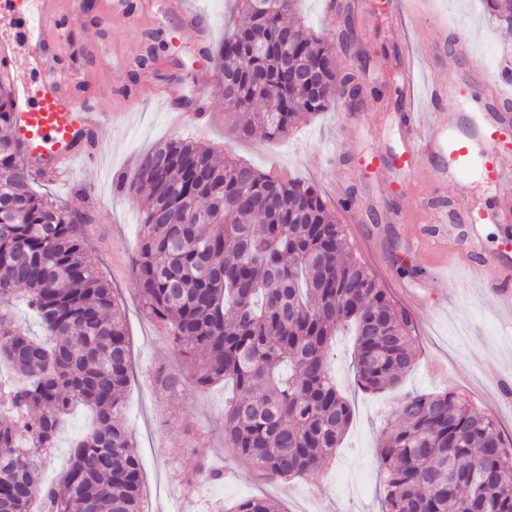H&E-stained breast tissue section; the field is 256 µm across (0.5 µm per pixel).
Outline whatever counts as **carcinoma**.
<instances>
[{"label":"carcinoma","mask_w":512,"mask_h":512,"mask_svg":"<svg viewBox=\"0 0 512 512\" xmlns=\"http://www.w3.org/2000/svg\"><path fill=\"white\" fill-rule=\"evenodd\" d=\"M247 20L224 32L216 68L224 105L246 117L236 133L281 139L339 98L358 99L369 64L349 17L318 36L296 19L297 0H240ZM512 28V0H485ZM260 48L241 36L249 27ZM358 67L341 71L338 54ZM320 80L301 82L292 72ZM10 91L0 85V512H143L141 464L121 424L130 381L122 304L89 248L76 212L38 193L11 136ZM132 276L142 312L184 358L164 390L232 384L224 443L278 482L314 475L333 457L352 410L330 370L339 329L355 338L354 377L366 393L396 385L416 363L413 325L356 256L319 190L265 175L190 138L171 137L139 157L122 187L142 190ZM23 305L44 338L9 311ZM93 412L57 481L43 479L61 418ZM375 449L384 512H512V437L453 391L413 393ZM192 478L222 481L207 457ZM225 512H282L267 497Z\"/></svg>","instance_id":"obj_1"}]
</instances>
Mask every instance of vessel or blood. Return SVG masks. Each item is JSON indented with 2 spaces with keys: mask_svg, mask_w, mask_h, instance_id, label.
<instances>
[{
  "mask_svg": "<svg viewBox=\"0 0 512 512\" xmlns=\"http://www.w3.org/2000/svg\"><path fill=\"white\" fill-rule=\"evenodd\" d=\"M13 13L25 38L29 59L39 75L34 87L19 88L13 73L14 42L0 36V83L11 89L12 129L24 163L57 183L67 182L74 163L90 164L99 153L88 138L112 117L95 101L75 104L69 86L58 76L56 66L60 47L54 33L65 27L70 14L61 0H0ZM171 11L183 14L194 29L198 49H205L210 38V20L188 11L184 0H168ZM453 57L470 60L471 43L459 34L420 43L417 50H403L399 56L404 92L399 100L403 110L402 132L407 148L391 162L393 179L386 184L395 193L405 182L427 179L445 187L463 179L471 170H479L494 185L512 181V112L506 107L502 92H495L492 106L484 108L472 123L473 136L481 140V153H473L466 140L459 138L452 122L437 117L435 110L450 107L464 110L477 96L478 88L470 79L434 85L430 92L432 111H421L416 103L417 60L429 59L443 49ZM213 81L202 76L194 111L174 109L176 122L199 125L205 115L206 100ZM512 213V195L499 198L497 206L485 212L449 206L440 215L436 234L429 242L448 238L456 248L473 258L472 267L479 273L485 293L492 295L502 308H512V265L501 256L486 255L474 237H460L461 224H496Z\"/></svg>",
  "mask_w": 512,
  "mask_h": 512,
  "instance_id": "vessel-or-blood-1",
  "label": "vessel or blood"
}]
</instances>
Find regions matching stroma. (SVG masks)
I'll return each instance as SVG.
<instances>
[{
  "instance_id": "1",
  "label": "stroma",
  "mask_w": 512,
  "mask_h": 512,
  "mask_svg": "<svg viewBox=\"0 0 512 512\" xmlns=\"http://www.w3.org/2000/svg\"><path fill=\"white\" fill-rule=\"evenodd\" d=\"M189 2L210 18L208 53H198L192 29L180 16L166 14L163 0H146L140 19L134 22L112 17L108 0H83L80 14L60 31L59 41L66 45L91 37L106 43L122 72L115 86L102 80L96 63L79 62L74 73L80 82L79 96L94 98L104 111L112 113L125 112L130 94L139 95L140 105L125 121L102 127L99 167L74 166L67 184L45 180L37 184L39 191L73 210L89 206L83 189L95 195L89 207L95 213L98 232L89 241L123 298L133 360L123 423L141 461L146 512H206L216 501L227 504L261 495L282 502L286 512H382L374 451L390 431L397 402L405 393H465L476 411L493 412L503 431L512 436V395L487 375L492 366L512 368V313L471 279L467 254L435 250L430 268L407 260L404 227L394 220L395 213L413 208L420 195L429 197L433 209L452 200L481 211L493 207L502 192L512 193V184L502 188L469 175L437 197L430 186L421 183L400 194L382 196L378 184L390 175L387 162L403 148L401 113L396 104L400 84L397 51L404 44L434 40L445 28L470 37L485 77L492 79L512 70V31L488 15L482 0H412L415 14L401 28L391 26L384 0H347L361 38L359 47L370 56L360 75L365 93L359 102L338 99L333 108L284 139L268 140L258 133L241 141L232 133L236 114L225 109L215 91L202 125L190 129L191 137L262 172L314 183L344 225L355 253L413 322L419 362L397 387L382 395L358 390L351 367L353 339L344 333L337 336L332 364L336 383L352 406L351 425L335 458L317 476L284 486L265 482L246 465L233 462L231 449L224 446L223 386L175 391L157 387L159 373L181 367L182 358L137 307L131 266L142 219L141 202L117 192L115 185L131 178L140 152L174 135L172 117L162 98L155 95V87L175 88L176 106L192 109L197 71H214L212 54L222 42L225 24L244 21L232 0ZM359 113L377 117L378 126L361 128L348 150L337 154L342 130ZM371 155L381 162L374 174L361 166L362 158ZM349 189L364 197L350 212L338 203ZM443 274L455 284L453 296L442 291L439 277ZM89 421V411L81 406L66 417L45 466V480H53L66 468L71 442L86 431ZM203 454L223 461L230 478L219 484H186V476Z\"/></svg>"
}]
</instances>
